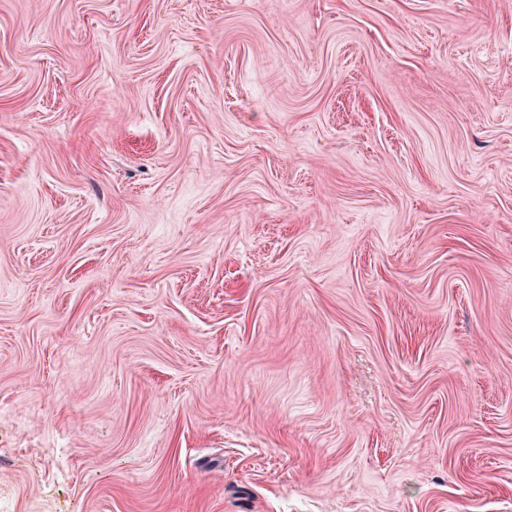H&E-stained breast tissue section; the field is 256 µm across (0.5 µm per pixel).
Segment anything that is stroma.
I'll list each match as a JSON object with an SVG mask.
<instances>
[{
    "label": "stroma",
    "mask_w": 512,
    "mask_h": 512,
    "mask_svg": "<svg viewBox=\"0 0 512 512\" xmlns=\"http://www.w3.org/2000/svg\"><path fill=\"white\" fill-rule=\"evenodd\" d=\"M0 512H512V0H0Z\"/></svg>",
    "instance_id": "35a3bbf8"
}]
</instances>
